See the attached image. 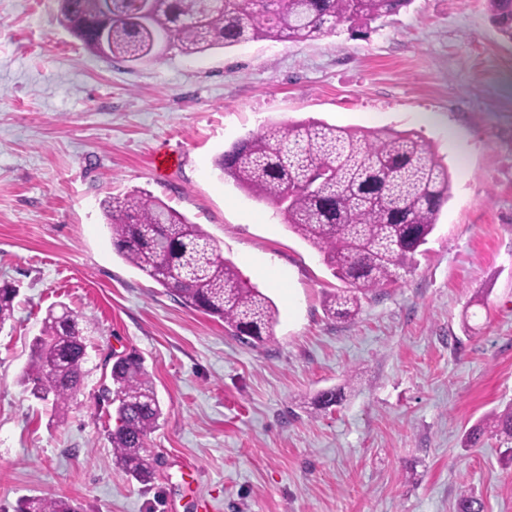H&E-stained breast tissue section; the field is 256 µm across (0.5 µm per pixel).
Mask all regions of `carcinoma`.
I'll return each instance as SVG.
<instances>
[{"label": "carcinoma", "mask_w": 512, "mask_h": 512, "mask_svg": "<svg viewBox=\"0 0 512 512\" xmlns=\"http://www.w3.org/2000/svg\"><path fill=\"white\" fill-rule=\"evenodd\" d=\"M58 0L59 22L93 53L131 64L160 50L200 56L259 40L305 41L340 28L396 14L411 0H151L150 14L134 20L139 5L111 0ZM498 33L512 41V0H487ZM216 167L244 191L265 199L289 230L319 249L325 264L349 288L329 295L327 314L351 318L358 292L383 288L410 271L450 197L448 165L431 145L407 131H354L322 121L281 125L242 139ZM117 254L180 302L224 322L253 345L272 336L273 302L247 285L236 267L198 224L140 190L109 195L101 203ZM18 289L0 285V329L14 318ZM92 322L61 305L50 308L33 338L21 385L65 419L80 391ZM111 385L117 426L109 435L112 457L136 481L155 475L150 435L163 416L143 359L114 363ZM491 433L512 452V406L474 428L471 443ZM457 512H482L463 490ZM17 512H78L70 499L29 497Z\"/></svg>", "instance_id": "cac0c4a2"}]
</instances>
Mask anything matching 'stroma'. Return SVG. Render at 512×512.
I'll use <instances>...</instances> for the list:
<instances>
[{
    "instance_id": "35a3bbf8",
    "label": "stroma",
    "mask_w": 512,
    "mask_h": 512,
    "mask_svg": "<svg viewBox=\"0 0 512 512\" xmlns=\"http://www.w3.org/2000/svg\"><path fill=\"white\" fill-rule=\"evenodd\" d=\"M409 131L451 174L411 272L327 317L343 283L266 201L215 167L273 123ZM180 163L157 174L156 153ZM143 190L198 224L277 308L252 347L115 252L101 209ZM0 512L65 496L80 512H512V458L468 431L512 403V42L486 0H413L304 41L141 65L91 53L57 0H0ZM90 319L67 418L20 377L46 310ZM144 359L165 419L155 478L115 463L101 398L112 353ZM340 392L324 409L316 397ZM18 289L11 284L0 285V329L12 321L15 312V298Z\"/></svg>"
}]
</instances>
